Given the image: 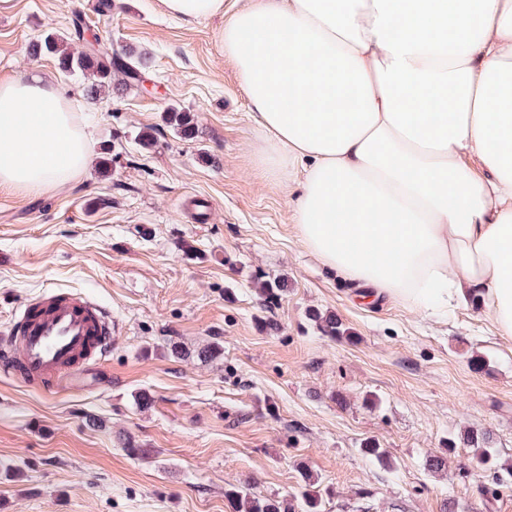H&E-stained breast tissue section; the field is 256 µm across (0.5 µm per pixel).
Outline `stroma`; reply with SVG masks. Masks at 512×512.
Returning a JSON list of instances; mask_svg holds the SVG:
<instances>
[{
    "label": "stroma",
    "mask_w": 512,
    "mask_h": 512,
    "mask_svg": "<svg viewBox=\"0 0 512 512\" xmlns=\"http://www.w3.org/2000/svg\"><path fill=\"white\" fill-rule=\"evenodd\" d=\"M110 3L0 0V81L33 71L64 88L91 154L63 187L0 188V329L57 289L89 295L117 326L78 386L0 376V512H232L226 489L282 500L306 471L322 512H512V479L482 495L491 476L460 474L471 430L512 463V338L471 304L431 317L386 295L361 300L299 242L291 196L256 165L223 19L190 25L158 0ZM51 29L75 50L88 40L148 53L156 92L134 82L112 102L84 99L82 78L28 53ZM173 108L194 115L198 139L166 123ZM261 274L287 279L277 303L262 305ZM313 309L350 338L323 335ZM213 342L223 353L200 360ZM480 357L488 368L474 369ZM141 391L151 406H137ZM125 436L152 456H127ZM451 438L447 468L429 471ZM368 439L385 462L362 453Z\"/></svg>",
    "instance_id": "1"
}]
</instances>
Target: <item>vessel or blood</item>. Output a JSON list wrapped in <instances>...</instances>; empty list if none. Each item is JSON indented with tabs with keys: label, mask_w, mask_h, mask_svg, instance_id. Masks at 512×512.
<instances>
[{
	"label": "vessel or blood",
	"mask_w": 512,
	"mask_h": 512,
	"mask_svg": "<svg viewBox=\"0 0 512 512\" xmlns=\"http://www.w3.org/2000/svg\"><path fill=\"white\" fill-rule=\"evenodd\" d=\"M112 314L93 298L52 290L24 303L0 332V375L67 387L112 348Z\"/></svg>",
	"instance_id": "vessel-or-blood-1"
}]
</instances>
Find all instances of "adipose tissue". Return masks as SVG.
Instances as JSON below:
<instances>
[{"mask_svg":"<svg viewBox=\"0 0 512 512\" xmlns=\"http://www.w3.org/2000/svg\"><path fill=\"white\" fill-rule=\"evenodd\" d=\"M225 16L262 174L296 187L301 244L369 295L434 315L475 302L512 337V0H160ZM90 163L62 90L0 82V185Z\"/></svg>","mask_w":512,"mask_h":512,"instance_id":"adipose-tissue-1","label":"adipose tissue"}]
</instances>
